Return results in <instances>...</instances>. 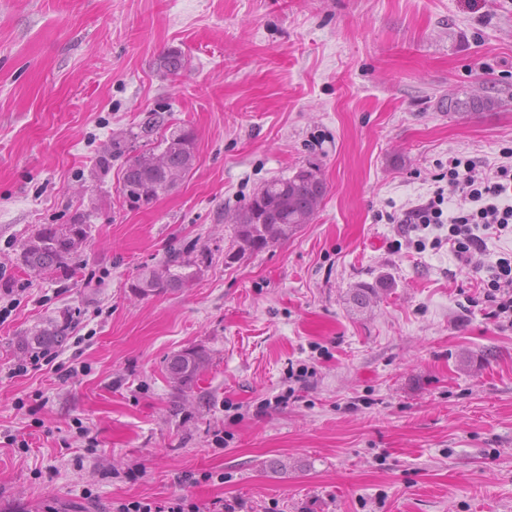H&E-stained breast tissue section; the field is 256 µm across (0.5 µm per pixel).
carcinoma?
Here are the masks:
<instances>
[{"mask_svg":"<svg viewBox=\"0 0 512 512\" xmlns=\"http://www.w3.org/2000/svg\"><path fill=\"white\" fill-rule=\"evenodd\" d=\"M157 67L177 74L186 68L184 56L169 50L157 58ZM496 99L489 95H474L466 101L448 99V111L454 113L491 109ZM195 155V139L184 127L168 128L157 146L143 150L136 159H128L122 170L121 189L136 186L147 201H156L169 192L168 180L183 178L189 172L188 161ZM326 195V186L317 166L300 168L293 176L274 179L261 187L249 201L232 214L236 251L229 255L241 260L271 246L284 243L305 224L316 218ZM21 262L33 271H60L70 269L73 253L66 250L54 233V225L39 227L21 246ZM193 262L176 257L165 263L158 279L175 288H182L196 276L191 271ZM376 298V289L360 286L352 289L351 300L367 307ZM71 314L62 312V322L40 330L34 336L21 340L28 350L59 348L67 341ZM208 367V358L196 350H187L173 356L166 371L172 382L182 391L189 390L198 376Z\"/></svg>","mask_w":512,"mask_h":512,"instance_id":"obj_1","label":"carcinoma"}]
</instances>
